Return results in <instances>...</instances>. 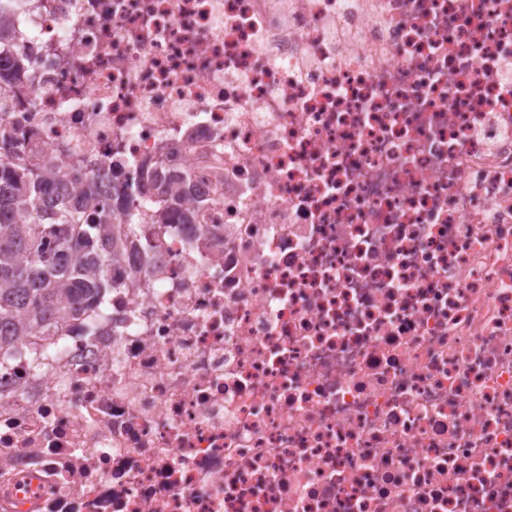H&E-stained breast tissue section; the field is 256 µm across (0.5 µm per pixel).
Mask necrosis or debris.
<instances>
[{
  "label": "necrosis or debris",
  "mask_w": 512,
  "mask_h": 512,
  "mask_svg": "<svg viewBox=\"0 0 512 512\" xmlns=\"http://www.w3.org/2000/svg\"><path fill=\"white\" fill-rule=\"evenodd\" d=\"M1 17L25 159L195 221L0 351V512H512V0Z\"/></svg>",
  "instance_id": "obj_1"
}]
</instances>
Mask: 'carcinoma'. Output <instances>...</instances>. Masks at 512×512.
<instances>
[{"mask_svg": "<svg viewBox=\"0 0 512 512\" xmlns=\"http://www.w3.org/2000/svg\"><path fill=\"white\" fill-rule=\"evenodd\" d=\"M16 149L0 132V349L14 337L57 336L129 286L112 265L117 254L138 249L135 225L146 219L139 198L147 184L121 194L112 212L99 196L115 167L65 175L53 158L36 166L12 161ZM170 212L191 223L177 195L161 219Z\"/></svg>", "mask_w": 512, "mask_h": 512, "instance_id": "obj_1", "label": "carcinoma"}]
</instances>
